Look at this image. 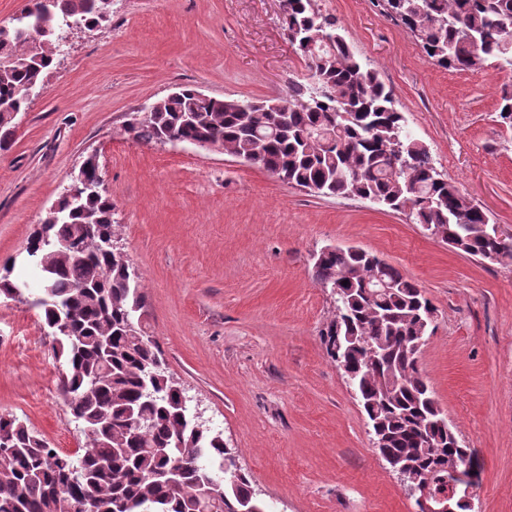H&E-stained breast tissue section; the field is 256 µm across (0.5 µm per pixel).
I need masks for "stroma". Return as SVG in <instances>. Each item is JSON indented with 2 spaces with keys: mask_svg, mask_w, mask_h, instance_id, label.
<instances>
[{
  "mask_svg": "<svg viewBox=\"0 0 512 512\" xmlns=\"http://www.w3.org/2000/svg\"><path fill=\"white\" fill-rule=\"evenodd\" d=\"M318 4L392 89L438 171L512 233V126L498 111L512 71L437 65L376 0ZM308 74L279 0H112L107 21L56 51L0 152V275L30 281L26 302L0 298V413L62 452L85 445L30 303L39 286L25 248L94 154L167 371L272 512L417 510L323 342L335 303L312 256L336 245L376 254L436 307L419 370L479 464L474 512H512V261L470 257L370 201L125 131L131 113L182 86L260 100Z\"/></svg>",
  "mask_w": 512,
  "mask_h": 512,
  "instance_id": "obj_1",
  "label": "stroma"
}]
</instances>
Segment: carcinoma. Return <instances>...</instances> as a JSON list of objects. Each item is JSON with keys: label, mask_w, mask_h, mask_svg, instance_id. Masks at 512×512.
<instances>
[{"label": "carcinoma", "mask_w": 512, "mask_h": 512, "mask_svg": "<svg viewBox=\"0 0 512 512\" xmlns=\"http://www.w3.org/2000/svg\"><path fill=\"white\" fill-rule=\"evenodd\" d=\"M283 24L312 82L290 83L274 99L235 109L224 100L182 87L126 130L143 144L175 137L217 146L290 186L340 198H359L400 212L431 235L488 263L512 260L488 214L441 174L429 149L414 138L379 72L362 64L336 15L316 0H288ZM443 68L512 70V0H378ZM99 0H46L21 16L0 39V151L10 148L15 114L43 85L65 21L100 22ZM40 37L39 49L30 37ZM84 176L104 184L99 161L85 160ZM34 231L26 252L39 272L33 306L57 343L61 384L70 414L84 434L73 455L49 447L25 423L0 413V512H268L248 476L224 448L222 434L193 425L183 390L166 374L162 351L146 326L140 274L105 242L115 221L106 189L62 196ZM314 274L330 291L335 314L323 332L331 358L341 351L372 429L389 439L386 452L410 463L431 499L448 500L445 478L455 466L479 476L471 449L449 423L439 424L437 402L411 345L431 333L437 309L420 286L358 247L328 246L313 256ZM348 284H343V281ZM24 302L23 288L0 276V297ZM384 348L365 363L363 348ZM219 462L224 479L201 464Z\"/></svg>", "instance_id": "carcinoma-1"}]
</instances>
